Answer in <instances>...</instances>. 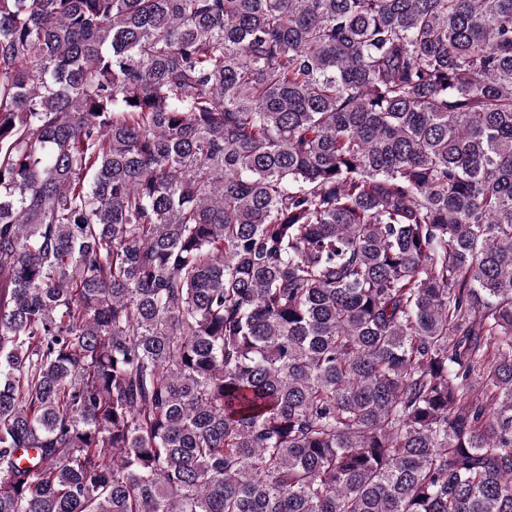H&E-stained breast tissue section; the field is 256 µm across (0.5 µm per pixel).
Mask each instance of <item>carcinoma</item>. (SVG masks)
I'll list each match as a JSON object with an SVG mask.
<instances>
[{"label":"carcinoma","instance_id":"obj_1","mask_svg":"<svg viewBox=\"0 0 512 512\" xmlns=\"http://www.w3.org/2000/svg\"><path fill=\"white\" fill-rule=\"evenodd\" d=\"M0 512H512V0H0Z\"/></svg>","mask_w":512,"mask_h":512}]
</instances>
